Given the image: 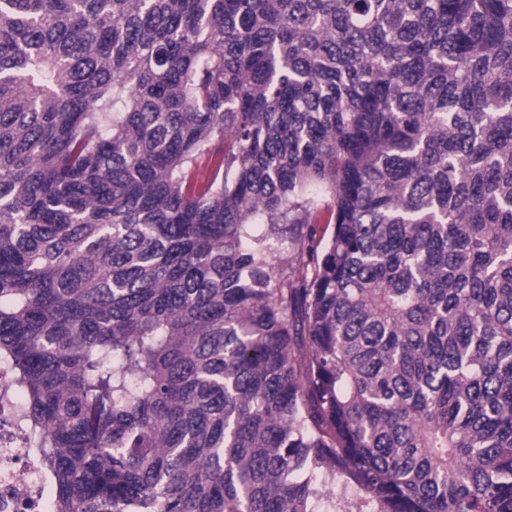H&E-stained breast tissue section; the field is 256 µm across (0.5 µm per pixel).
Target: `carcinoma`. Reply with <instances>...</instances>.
<instances>
[{
    "mask_svg": "<svg viewBox=\"0 0 512 512\" xmlns=\"http://www.w3.org/2000/svg\"><path fill=\"white\" fill-rule=\"evenodd\" d=\"M1 354L52 512H512V0H0Z\"/></svg>",
    "mask_w": 512,
    "mask_h": 512,
    "instance_id": "obj_1",
    "label": "carcinoma"
}]
</instances>
